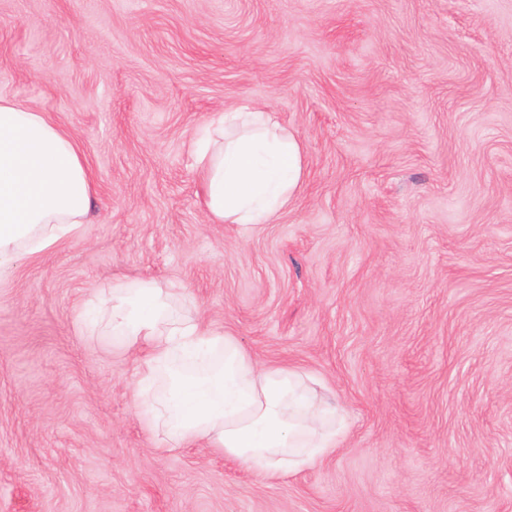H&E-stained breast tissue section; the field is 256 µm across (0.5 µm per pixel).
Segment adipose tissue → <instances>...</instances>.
I'll list each match as a JSON object with an SVG mask.
<instances>
[{
	"label": "adipose tissue",
	"instance_id": "ef3b65f1",
	"mask_svg": "<svg viewBox=\"0 0 512 512\" xmlns=\"http://www.w3.org/2000/svg\"><path fill=\"white\" fill-rule=\"evenodd\" d=\"M194 157L214 224L273 223L304 181L301 142L251 104L214 117ZM91 200L90 168L72 136L45 113L0 97V277L22 255L78 237ZM175 293L152 279H118L90 299L78 322L84 336L107 325L113 352L142 354L135 408L160 450L204 447L277 477L339 448L343 428L327 421L308 373L260 362L234 337L173 307ZM216 351L219 364L170 371L177 354Z\"/></svg>",
	"mask_w": 512,
	"mask_h": 512
}]
</instances>
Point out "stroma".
Wrapping results in <instances>:
<instances>
[{
	"mask_svg": "<svg viewBox=\"0 0 512 512\" xmlns=\"http://www.w3.org/2000/svg\"><path fill=\"white\" fill-rule=\"evenodd\" d=\"M0 97L93 177L0 279V512H512V0H0ZM243 102L305 160L247 235L191 153ZM119 277L314 376L340 447L281 480L158 450L139 357L77 330Z\"/></svg>",
	"mask_w": 512,
	"mask_h": 512,
	"instance_id": "1",
	"label": "stroma"
}]
</instances>
